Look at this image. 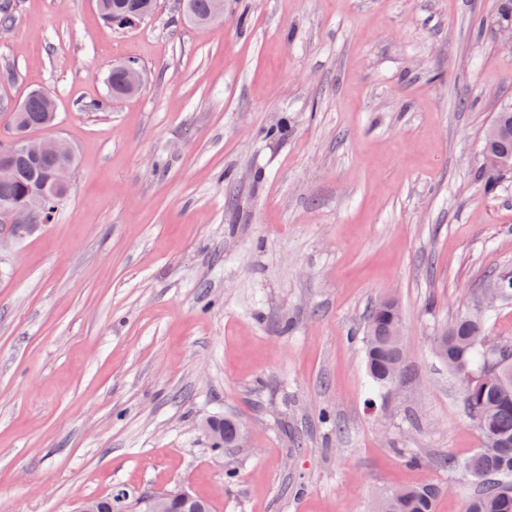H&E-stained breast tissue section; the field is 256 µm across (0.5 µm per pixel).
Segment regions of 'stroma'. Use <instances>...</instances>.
<instances>
[{
	"instance_id": "1",
	"label": "stroma",
	"mask_w": 512,
	"mask_h": 512,
	"mask_svg": "<svg viewBox=\"0 0 512 512\" xmlns=\"http://www.w3.org/2000/svg\"><path fill=\"white\" fill-rule=\"evenodd\" d=\"M13 3L0 134L47 92L76 166L52 223L0 247V512L177 486L374 512L420 483L462 512L477 483L445 461L481 435L431 340L512 270V176L478 178L512 104L501 0H225L206 29L178 0L130 29ZM126 61L141 91L96 110ZM388 297L408 379L378 392L360 335ZM224 418L243 446L213 448Z\"/></svg>"
}]
</instances>
